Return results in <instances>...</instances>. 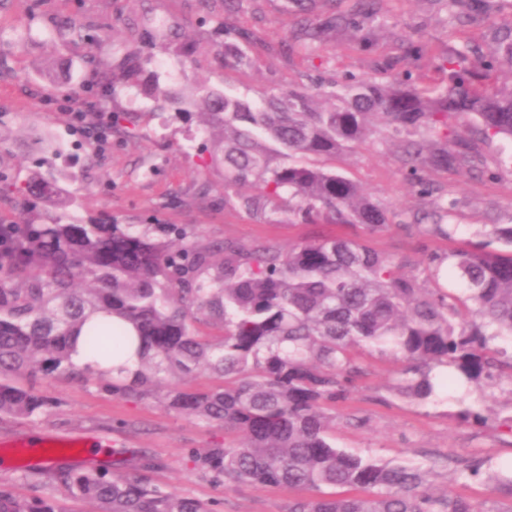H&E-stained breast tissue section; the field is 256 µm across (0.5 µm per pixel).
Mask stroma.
<instances>
[{
    "instance_id": "1",
    "label": "stroma",
    "mask_w": 512,
    "mask_h": 512,
    "mask_svg": "<svg viewBox=\"0 0 512 512\" xmlns=\"http://www.w3.org/2000/svg\"><path fill=\"white\" fill-rule=\"evenodd\" d=\"M282 0H256L255 7L240 16L245 26L257 27L267 38L285 37L293 18L281 10ZM30 0H0V31L13 35L34 28V42L22 49L0 46V170L24 183L46 175L43 154L35 134L54 137L60 151L55 159L60 196L79 198L87 215L116 224L155 227L159 224L189 226L198 239L214 245L227 240L271 242L281 248L303 241L343 234L335 224H263L245 213L224 206V174L203 168L196 155L186 154L184 144H200L204 136L197 123L171 119L169 113L149 116L150 100L132 98L127 86L115 89L121 104L132 105L140 118L135 136L124 129L112 132L108 146L92 141L84 129L72 125L66 110L57 107L59 84H68L70 95L96 105L87 82L90 71L83 59L94 53L99 64L112 65V41L126 38L132 20L164 18L178 22L199 48L198 64L190 67L170 53L161 54L163 79L191 86L223 85L248 95L285 89L301 80L315 85L343 76L383 79L410 71L419 83L438 81L434 57L470 41L492 51L494 27L512 25V0H489V8L474 13L471 22L451 25L446 10L435 0H383L378 22L369 30L372 50L357 47L350 34L331 36L315 52L294 54L291 61L263 57L250 69L224 68L213 53L217 29L224 22L223 0H211L200 10L194 0H41L38 19L29 17ZM77 16L100 20L112 27L111 41L92 46H68L45 35L53 19ZM422 46L419 54L407 53L406 43ZM359 183L374 199L394 210L419 208L421 202L404 170L385 145L374 142L346 151L333 162ZM431 180L447 185L458 201L452 222V240L434 241L445 251L484 240L489 224L512 212V176L499 179L480 173L452 170L431 173ZM62 213L54 202L38 201L28 209L16 194L0 189V222L36 220L50 223ZM368 375L346 402L336 407V444L347 452L382 464L413 465L428 470L427 487L469 500L480 512L498 503L492 484L455 473L453 459L468 455L491 458L494 465L512 461V433L504 425L512 417V393L488 392L487 388L454 380L447 391L426 400L399 393L400 362L376 355L365 358ZM218 380L202 371L191 378L163 377L161 391L172 386L205 390ZM50 397L46 412L34 418H0V444L12 445L32 437L83 440L86 448L70 455L78 466L111 467L141 455L157 460L149 471L152 483L178 494L209 502L214 512H288L296 491L243 485L224 486L199 472L192 451L236 444L237 435L223 426L208 425L168 409L159 395L120 399L99 384L59 379L43 383ZM481 408L485 425L466 424L458 413L464 407ZM34 465L27 458L0 464V481L14 484L24 496L65 500L63 491L41 487L27 479Z\"/></svg>"
}]
</instances>
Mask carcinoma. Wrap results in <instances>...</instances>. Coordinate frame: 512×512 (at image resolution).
Here are the masks:
<instances>
[{
    "mask_svg": "<svg viewBox=\"0 0 512 512\" xmlns=\"http://www.w3.org/2000/svg\"><path fill=\"white\" fill-rule=\"evenodd\" d=\"M338 0L314 20L297 22L273 43L251 27L225 23L214 45L224 68L243 70L261 55L288 60L311 51L330 31L348 30L357 45L374 46L360 19L374 20L382 0ZM69 43L95 40L98 25L56 20ZM163 49L195 64V49L176 22L160 26ZM503 53L468 45L437 56L444 83L419 87L411 75L388 81L353 77L311 89L294 83L250 98L200 84L187 94L160 81L151 54L128 46L125 70L89 57L99 104L112 127L130 122L113 104L126 84L174 116L194 115L209 145L204 164L224 171V206L264 224H343L355 234L305 241L286 250L228 240L215 247L181 228L159 240L147 228L86 219L68 210L50 224H0V416L31 418L49 400L39 381H94L113 396L148 398L161 375L187 377L205 367L221 380L208 390L167 389L165 406L241 443L191 453L199 470L226 486L306 490L289 512H478L461 496L422 490L428 471L389 467L336 447V404L368 373L365 350L406 362L400 393L427 399L448 388L437 366L468 381L508 386L512 394V214L493 224L491 241L440 253L433 239L451 236L456 199L426 179L433 169L470 172L483 165L478 144L512 139V85L490 89L499 67L512 68V28L499 34ZM428 208L395 212L353 179L322 164L370 143L380 129ZM20 196L52 197L40 178L14 186ZM415 234L426 254L428 288L406 257L377 251L360 238L391 227ZM499 247L494 248L492 244ZM458 281L453 294L445 275ZM211 328L204 334L199 325ZM103 358L137 343V362L115 373L72 361L77 338ZM28 378L22 385L19 379ZM76 469L54 459L37 475L97 512H213L210 504L165 491L145 472ZM456 471L491 477L512 503V464L491 471V459L456 460ZM0 512H68L52 498L19 495L0 482Z\"/></svg>",
    "mask_w": 512,
    "mask_h": 512,
    "instance_id": "1",
    "label": "carcinoma"
}]
</instances>
